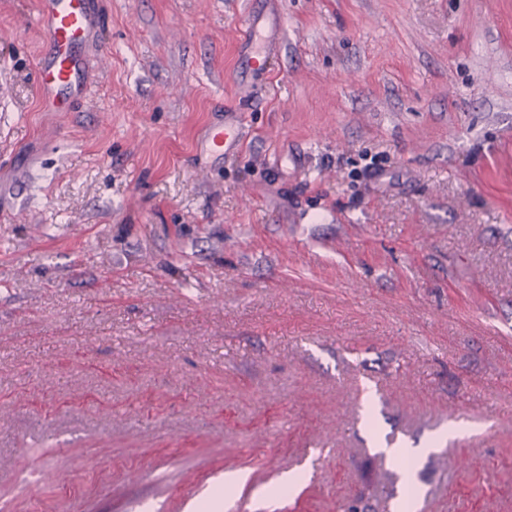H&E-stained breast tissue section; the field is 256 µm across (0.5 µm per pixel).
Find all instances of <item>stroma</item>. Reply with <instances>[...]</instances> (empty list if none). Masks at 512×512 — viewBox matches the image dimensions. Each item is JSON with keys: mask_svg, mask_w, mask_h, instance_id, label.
<instances>
[{"mask_svg": "<svg viewBox=\"0 0 512 512\" xmlns=\"http://www.w3.org/2000/svg\"><path fill=\"white\" fill-rule=\"evenodd\" d=\"M104 3L45 112L0 0V512H512V0ZM245 41L249 52L242 58L241 64L255 75L264 74L274 55L276 39L253 15H248L245 24ZM237 113L224 125L213 126L209 129L208 142L212 150L226 152L242 140L246 125Z\"/></svg>", "mask_w": 512, "mask_h": 512, "instance_id": "obj_1", "label": "stroma"}]
</instances>
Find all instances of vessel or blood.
Here are the masks:
<instances>
[{
    "label": "vessel or blood",
    "instance_id": "1",
    "mask_svg": "<svg viewBox=\"0 0 512 512\" xmlns=\"http://www.w3.org/2000/svg\"><path fill=\"white\" fill-rule=\"evenodd\" d=\"M43 35L42 58L36 70L41 105L47 112H62L84 95L92 61L86 53L99 38L104 13L99 0H37L34 18ZM245 41L249 48L241 63L254 74H264L276 48V39L255 16H248ZM246 125L240 116L211 127L208 142L212 150L228 151L238 144Z\"/></svg>",
    "mask_w": 512,
    "mask_h": 512
}]
</instances>
